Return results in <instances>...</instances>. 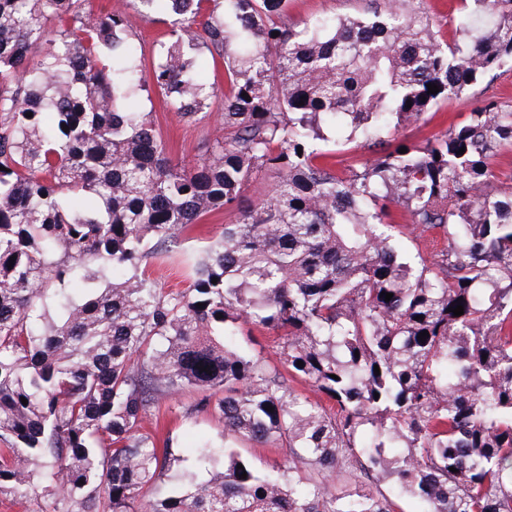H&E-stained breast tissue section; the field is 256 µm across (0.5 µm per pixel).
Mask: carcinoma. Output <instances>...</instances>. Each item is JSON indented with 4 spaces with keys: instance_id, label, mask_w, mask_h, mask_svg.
<instances>
[{
    "instance_id": "1",
    "label": "carcinoma",
    "mask_w": 512,
    "mask_h": 512,
    "mask_svg": "<svg viewBox=\"0 0 512 512\" xmlns=\"http://www.w3.org/2000/svg\"><path fill=\"white\" fill-rule=\"evenodd\" d=\"M365 2L292 25L288 0H136L170 17L148 74L127 16L0 0V495L45 512H397L337 494L345 467L421 512H512V189L493 169L512 105L349 176L314 148L339 120L374 153L499 68L512 0H462L448 43L427 0ZM201 47L224 63V134L186 166L132 101L151 80L198 120L215 96ZM263 169L277 181L250 205ZM393 203L443 236L420 271L391 246ZM214 211L235 219L186 261V288H163L151 268ZM241 323L276 337L278 364ZM186 390L181 417L224 422L190 459L143 427ZM247 442L282 460L255 463ZM240 329L242 334L239 336L240 341L251 351L256 359L270 364L277 363V341L274 336H270L265 331L256 329L251 325H243Z\"/></svg>"
}]
</instances>
